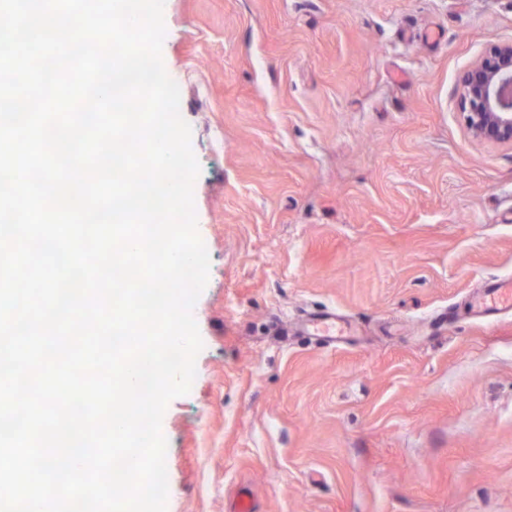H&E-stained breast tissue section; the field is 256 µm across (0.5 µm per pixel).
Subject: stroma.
Here are the masks:
<instances>
[{"mask_svg": "<svg viewBox=\"0 0 512 512\" xmlns=\"http://www.w3.org/2000/svg\"><path fill=\"white\" fill-rule=\"evenodd\" d=\"M203 341L167 512H512V146L458 79L512 0H165ZM512 304V280L507 283L499 282L487 294L481 306L489 310H496L498 306L509 307Z\"/></svg>", "mask_w": 512, "mask_h": 512, "instance_id": "1", "label": "stroma"}]
</instances>
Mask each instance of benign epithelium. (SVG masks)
I'll return each mask as SVG.
<instances>
[{
  "label": "benign epithelium",
  "instance_id": "benign-epithelium-1",
  "mask_svg": "<svg viewBox=\"0 0 512 512\" xmlns=\"http://www.w3.org/2000/svg\"><path fill=\"white\" fill-rule=\"evenodd\" d=\"M459 84L469 134L482 143L512 145V41L490 45Z\"/></svg>",
  "mask_w": 512,
  "mask_h": 512
}]
</instances>
